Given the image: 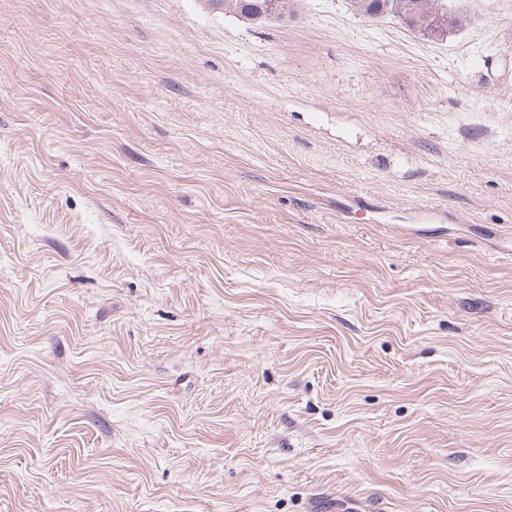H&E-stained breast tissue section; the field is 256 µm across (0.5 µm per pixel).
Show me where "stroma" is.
Here are the masks:
<instances>
[{"instance_id": "35a3bbf8", "label": "stroma", "mask_w": 512, "mask_h": 512, "mask_svg": "<svg viewBox=\"0 0 512 512\" xmlns=\"http://www.w3.org/2000/svg\"><path fill=\"white\" fill-rule=\"evenodd\" d=\"M0 0V512H512V0ZM288 2V0H224V10L247 20L282 18L288 14ZM435 0H355L356 11L364 16L378 17L388 12L398 14L405 23L423 36L441 37L448 25L460 19L448 16V10L434 6Z\"/></svg>"}]
</instances>
